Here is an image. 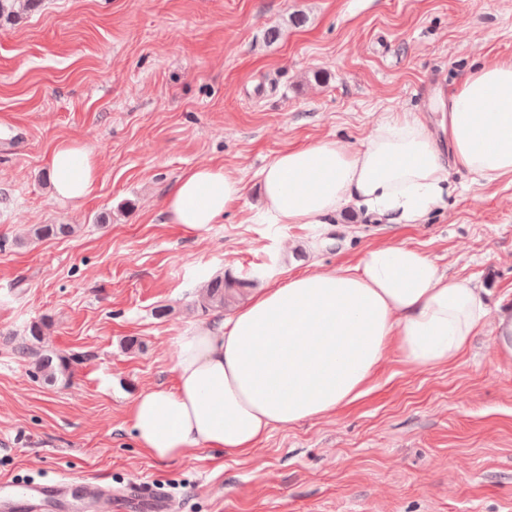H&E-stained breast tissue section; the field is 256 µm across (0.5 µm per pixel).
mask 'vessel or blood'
<instances>
[{
    "mask_svg": "<svg viewBox=\"0 0 512 512\" xmlns=\"http://www.w3.org/2000/svg\"><path fill=\"white\" fill-rule=\"evenodd\" d=\"M87 503L93 512H123L126 504H134L138 512H176L174 500L151 493L147 485L134 484L120 492L97 480L74 483L69 479L43 484L18 486L10 480L0 481V512H28L30 502L41 499L55 503L66 497Z\"/></svg>",
    "mask_w": 512,
    "mask_h": 512,
    "instance_id": "b4317fda",
    "label": "vessel or blood"
}]
</instances>
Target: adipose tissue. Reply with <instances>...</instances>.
Wrapping results in <instances>:
<instances>
[{"label": "adipose tissue", "instance_id": "1", "mask_svg": "<svg viewBox=\"0 0 512 512\" xmlns=\"http://www.w3.org/2000/svg\"><path fill=\"white\" fill-rule=\"evenodd\" d=\"M452 168L484 184L512 179L511 59L479 63L448 99L379 123L361 146L288 148L257 176L277 224H330L349 205L387 224H423L447 196ZM50 169L59 199L81 200L98 187L97 158L80 142H60ZM245 190L238 170L198 165L177 177L164 212L190 230L217 224ZM486 330L497 354L512 359V310L492 313L481 289L449 277L423 250L388 241L353 266L316 264L276 278L231 316L182 329L175 386L139 393L130 427L159 462L198 447L243 456L275 427L362 397L390 353L443 368Z\"/></svg>", "mask_w": 512, "mask_h": 512}]
</instances>
